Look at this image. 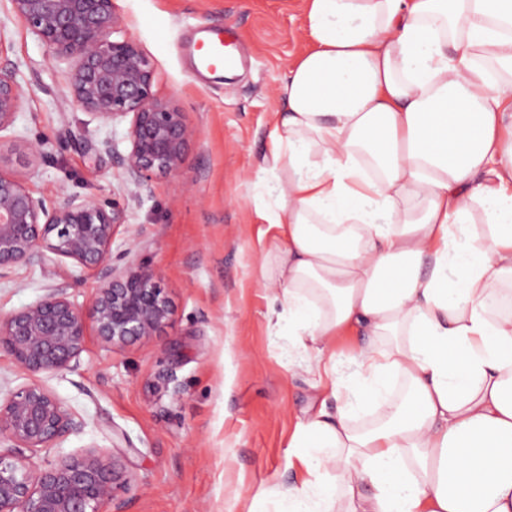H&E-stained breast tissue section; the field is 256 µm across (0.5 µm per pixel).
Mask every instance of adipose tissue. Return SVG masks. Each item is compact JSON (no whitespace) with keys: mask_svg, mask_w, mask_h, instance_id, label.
I'll list each match as a JSON object with an SVG mask.
<instances>
[{"mask_svg":"<svg viewBox=\"0 0 512 512\" xmlns=\"http://www.w3.org/2000/svg\"><path fill=\"white\" fill-rule=\"evenodd\" d=\"M263 162L274 330L338 397L262 512H512V0H307ZM375 408L377 423L356 425Z\"/></svg>","mask_w":512,"mask_h":512,"instance_id":"ef3b65f1","label":"adipose tissue"}]
</instances>
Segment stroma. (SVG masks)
<instances>
[{
	"mask_svg": "<svg viewBox=\"0 0 512 512\" xmlns=\"http://www.w3.org/2000/svg\"><path fill=\"white\" fill-rule=\"evenodd\" d=\"M124 24L155 68L154 93L177 100L200 132L181 175L158 174L140 199L116 155L128 148L125 121L106 123L77 107L66 61L50 58L0 0L5 43L0 59L18 69L25 105L0 138L41 143L42 156L0 152V170L19 175L35 197L77 195L103 207L119 203L125 228L113 248L141 244L174 309L151 340L103 349L94 337L74 367L30 377L0 349V397L38 380L72 410L79 431L59 447L31 453L43 465L97 447L132 476L115 489L122 512H247L255 491L292 484L288 441L296 418L314 401L311 377L295 360V339L269 322L272 290L260 243H272L258 185L270 181L261 159L279 87L309 46L303 0H114ZM231 31L240 73L206 77L185 48L197 28ZM113 141L116 154L104 151ZM67 285L86 300L94 272L54 259L48 269L17 268L0 280V314Z\"/></svg>",
	"mask_w": 512,
	"mask_h": 512,
	"instance_id": "stroma-1",
	"label": "stroma"
}]
</instances>
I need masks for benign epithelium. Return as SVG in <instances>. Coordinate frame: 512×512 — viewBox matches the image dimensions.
Here are the masks:
<instances>
[{
    "label": "benign epithelium",
    "mask_w": 512,
    "mask_h": 512,
    "mask_svg": "<svg viewBox=\"0 0 512 512\" xmlns=\"http://www.w3.org/2000/svg\"><path fill=\"white\" fill-rule=\"evenodd\" d=\"M13 13L47 47L69 63L66 82L74 103L104 121L130 118L128 151L118 155L137 190L155 173L177 176L200 134L173 99L153 92L154 67L131 38L113 39L123 26L113 0H10ZM24 107L12 64L0 63V132ZM123 211L70 196L46 204L25 181L0 171V279L18 266H46L50 255L69 259L80 272H96L94 294L80 303L64 285L41 299L0 315V348L33 376L71 368L88 333L108 349L147 341L171 321L172 305L153 269L112 259ZM80 428L67 405L39 382L0 400V512H104L114 490L131 481L120 460L106 462L92 447L39 467L19 449L55 448Z\"/></svg>",
    "instance_id": "1"
}]
</instances>
